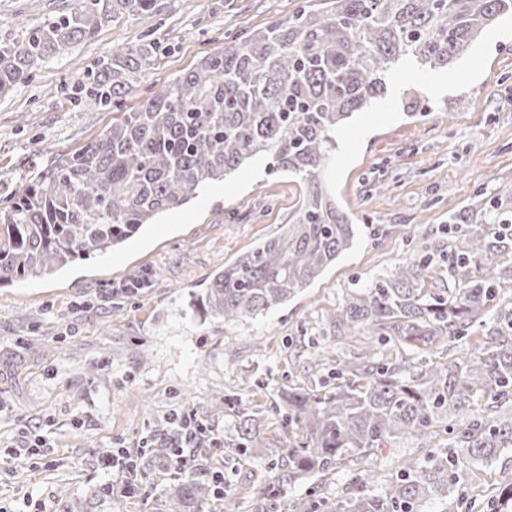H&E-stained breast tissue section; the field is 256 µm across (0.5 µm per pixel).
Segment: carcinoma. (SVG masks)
Segmentation results:
<instances>
[{"label": "carcinoma", "instance_id": "cac0c4a2", "mask_svg": "<svg viewBox=\"0 0 512 512\" xmlns=\"http://www.w3.org/2000/svg\"><path fill=\"white\" fill-rule=\"evenodd\" d=\"M69 11L37 23L23 40L0 44V97L26 84L39 61L89 40L123 15L151 12L158 0H71ZM512 0H304L261 30L246 29L203 54L130 112L39 172L0 209V283L43 278L102 256L156 221L264 158L299 181L302 193L284 229L212 274L200 294L204 315L226 323L257 317L310 287L352 248L355 225L321 179L340 147L338 131L389 98L397 73L459 63ZM156 55L151 42L112 50L87 94L120 106L131 81ZM512 185L448 245L417 256L346 296L327 318V335L370 334L420 348L438 340L479 343L448 363L401 364L366 350L319 387L288 388L274 407L304 441L277 451L278 483L328 471L404 436L425 437L467 414L477 395L512 403ZM440 257L447 285L426 280ZM226 457L268 454L249 409ZM512 448V416L474 418L449 449L399 471L381 490L356 477L358 493L326 512H427L463 489L474 465ZM214 482L186 475L163 512H203ZM490 512H512V483Z\"/></svg>", "mask_w": 512, "mask_h": 512}]
</instances>
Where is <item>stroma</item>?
<instances>
[{"label": "stroma", "instance_id": "obj_1", "mask_svg": "<svg viewBox=\"0 0 512 512\" xmlns=\"http://www.w3.org/2000/svg\"><path fill=\"white\" fill-rule=\"evenodd\" d=\"M299 0H158L155 12L121 17L68 54L43 62L29 82L0 98V208L39 171L112 123L113 108L77 97L112 49L147 37L159 52L123 101L137 106L179 76L226 34L285 16ZM71 0H0V44L24 39ZM426 90L404 111L403 93ZM512 183V21L488 30L463 63L399 73L388 106L347 125L330 185L361 233L315 284L254 319L224 324L191 306L210 275L288 223L300 196L295 178L269 160L242 167L207 198L161 219L125 249L59 276L0 285V512H159L179 472L167 456L140 465L138 491L103 494L106 448L138 451L172 411L196 413L219 442L236 435L248 404L267 447L299 442L273 406L280 390L311 387L370 344L326 333L328 313L351 289L412 258L419 242H447L475 192ZM141 279L131 293L125 284ZM45 436L39 462L12 454L21 436ZM446 424L403 437L374 455L344 459L287 486L277 512L299 503L332 506L355 494L358 470L386 483L408 462L450 446ZM197 467L224 472L211 512H254L253 491L271 484L263 461L236 464L205 449ZM512 479V449L478 467L466 498L430 512H488Z\"/></svg>", "mask_w": 512, "mask_h": 512}]
</instances>
